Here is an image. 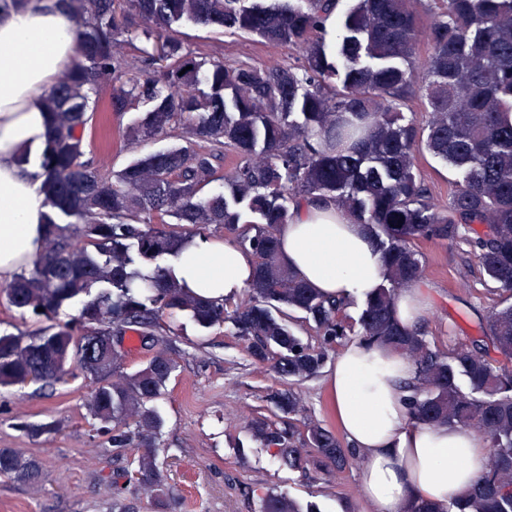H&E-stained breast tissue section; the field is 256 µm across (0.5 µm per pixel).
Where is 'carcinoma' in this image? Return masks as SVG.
<instances>
[{
  "instance_id": "1",
  "label": "carcinoma",
  "mask_w": 512,
  "mask_h": 512,
  "mask_svg": "<svg viewBox=\"0 0 512 512\" xmlns=\"http://www.w3.org/2000/svg\"><path fill=\"white\" fill-rule=\"evenodd\" d=\"M355 2L329 45V0H308L305 8L287 0H130L147 22L142 35L151 44L150 59L163 62L131 77L116 52L123 31L114 0H57L76 23L78 51L66 79L44 96L52 133L34 177L42 179L50 209L47 247L32 268L0 289L8 305L53 324L0 335V386L53 384L77 361L91 384L89 413L106 425L113 450L139 451L124 477L164 493L150 452L164 420L152 402L177 363L160 348L144 367L112 382L120 351L110 337L135 330L155 345L159 314L185 312L204 329L230 322L249 341L251 356L274 361L287 381L316 376L349 337L343 305L286 266L277 232L292 218L298 197H331L369 226L389 270L364 301L356 336L414 362L411 419L472 429L490 442L486 471L464 498L417 503L411 512H512V368L465 345L444 351L423 327L403 328L393 313L397 289L421 280L414 242L453 240L462 227H481L478 261L512 296V0H439L442 15L426 27L410 0ZM184 22L288 45L299 51L298 62L255 67L196 56L176 36ZM421 42L430 49L423 61L416 56ZM102 80L115 83L112 111L147 106L129 136L146 139L179 128L184 145L138 158L113 178L82 160V131ZM416 87L432 114L425 131L402 112ZM423 146L461 174L444 212L417 175ZM217 147L237 162L224 175L227 191L204 197L215 178ZM245 214L249 227L240 232ZM62 216L81 223V239ZM166 216L200 234L222 226L255 256L247 298L232 311L189 295L157 263L182 240L166 227ZM73 301L81 303L78 314L54 322ZM286 309L314 323L318 344L289 327ZM485 335L512 362V303L491 312ZM269 400L278 420L255 419L250 432L283 466L358 464L356 453L327 428L312 424L298 433L292 422L302 408L298 393L278 390ZM38 473L36 461L0 449V476L32 480ZM259 512L321 510L268 493Z\"/></svg>"
}]
</instances>
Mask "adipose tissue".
<instances>
[{
	"label": "adipose tissue",
	"mask_w": 512,
	"mask_h": 512,
	"mask_svg": "<svg viewBox=\"0 0 512 512\" xmlns=\"http://www.w3.org/2000/svg\"><path fill=\"white\" fill-rule=\"evenodd\" d=\"M76 53L75 23L55 0H25L0 12V282L43 252L48 208L34 177L50 131L43 99L66 78ZM277 236L284 262L327 299L362 300L386 281L368 226L333 199H300ZM170 264L183 288L216 302L238 297L255 270L250 251L216 235L184 238ZM430 311L419 284L398 289L401 326H420ZM413 376L405 356L358 340L339 351L328 372L337 422L362 459L364 494L375 512L459 499L490 457L482 434L411 421L405 384Z\"/></svg>",
	"instance_id": "obj_1"
}]
</instances>
